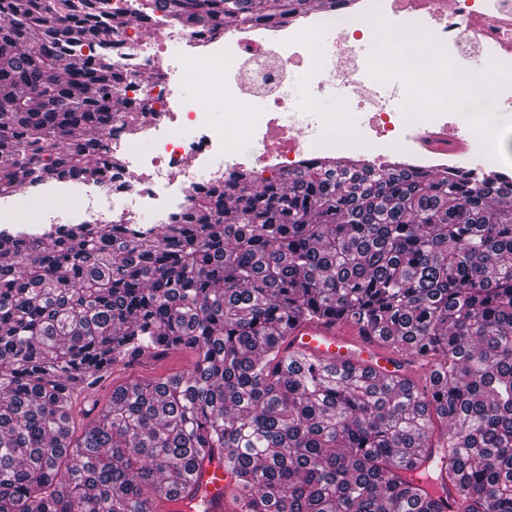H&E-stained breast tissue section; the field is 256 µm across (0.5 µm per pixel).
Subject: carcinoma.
<instances>
[{
    "mask_svg": "<svg viewBox=\"0 0 512 512\" xmlns=\"http://www.w3.org/2000/svg\"><path fill=\"white\" fill-rule=\"evenodd\" d=\"M311 0H141L189 29L281 22ZM107 0H0V198L124 169L109 111ZM336 317L434 362L415 383L288 359ZM188 349L187 376L129 381L74 438L116 366ZM444 423L457 512H512V177L361 160L242 169L170 224L0 231V512H157L224 460L236 512H441L404 481Z\"/></svg>",
    "mask_w": 512,
    "mask_h": 512,
    "instance_id": "cac0c4a2",
    "label": "carcinoma"
}]
</instances>
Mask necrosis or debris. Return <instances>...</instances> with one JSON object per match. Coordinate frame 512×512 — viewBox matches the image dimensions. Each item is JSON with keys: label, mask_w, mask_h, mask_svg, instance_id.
I'll use <instances>...</instances> for the list:
<instances>
[{"label": "necrosis or debris", "mask_w": 512, "mask_h": 512, "mask_svg": "<svg viewBox=\"0 0 512 512\" xmlns=\"http://www.w3.org/2000/svg\"><path fill=\"white\" fill-rule=\"evenodd\" d=\"M148 23L155 33L149 44L130 25L112 33V64L120 82L109 106L148 113L159 135L143 141L116 123L103 129L104 141L123 150L128 170L103 173L97 183L106 192L102 208L61 212L51 219L56 227L99 224L108 214L135 224L146 211L168 224L182 217L192 194L242 168L262 176L300 161L321 162L340 148L330 126L290 125L281 115L332 105L364 113L357 147L371 165L394 158L419 167L456 162L455 154L422 145L424 132L434 131L462 138L466 156L483 165L512 167L511 147L487 140L476 122L449 123L447 107L408 119L409 108L394 93L390 73L368 77L364 54L416 27L436 52L455 59L450 80L489 84L496 111L511 113L512 0H334L284 24L225 25L220 40L207 27L174 26L160 12ZM323 33L332 34L330 45L316 42ZM186 45L198 49L188 56V69L217 79L202 101L178 98L166 67L170 54ZM480 58L488 69L477 66ZM230 104L259 117L246 131L248 151L238 150L227 136L234 124L226 110Z\"/></svg>", "instance_id": "1"}]
</instances>
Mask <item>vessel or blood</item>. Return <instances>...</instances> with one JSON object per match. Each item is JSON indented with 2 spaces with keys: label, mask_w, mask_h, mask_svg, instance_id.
I'll return each mask as SVG.
<instances>
[{
  "label": "vessel or blood",
  "mask_w": 512,
  "mask_h": 512,
  "mask_svg": "<svg viewBox=\"0 0 512 512\" xmlns=\"http://www.w3.org/2000/svg\"><path fill=\"white\" fill-rule=\"evenodd\" d=\"M288 342L289 355L309 354L340 370H370L384 380L404 379L414 371L405 354L367 337L348 321L325 319L293 326ZM232 484L233 477L220 460L197 470L191 479L192 487L203 493L208 512H224Z\"/></svg>",
  "instance_id": "1"
}]
</instances>
